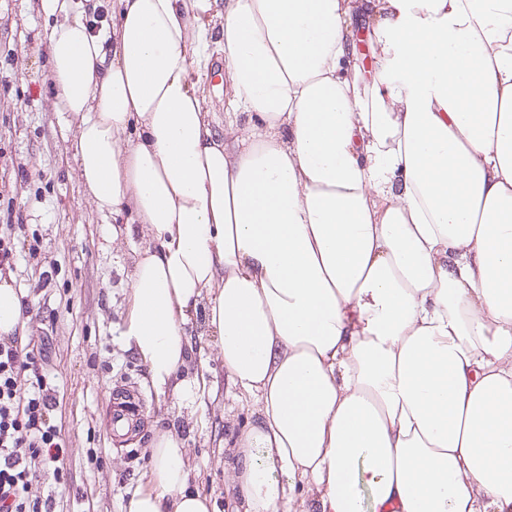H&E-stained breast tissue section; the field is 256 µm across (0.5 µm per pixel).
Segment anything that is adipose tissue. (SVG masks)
Instances as JSON below:
<instances>
[{"label": "adipose tissue", "mask_w": 512, "mask_h": 512, "mask_svg": "<svg viewBox=\"0 0 512 512\" xmlns=\"http://www.w3.org/2000/svg\"><path fill=\"white\" fill-rule=\"evenodd\" d=\"M49 4L80 180L149 230L127 347L196 401L207 301L257 406L242 512H512V0H117L107 33ZM213 47L220 121L191 81ZM24 329L0 278V334ZM151 456L128 512H211L181 437Z\"/></svg>", "instance_id": "ef3b65f1"}]
</instances>
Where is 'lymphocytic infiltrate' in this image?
<instances>
[{
    "label": "lymphocytic infiltrate",
    "mask_w": 512,
    "mask_h": 512,
    "mask_svg": "<svg viewBox=\"0 0 512 512\" xmlns=\"http://www.w3.org/2000/svg\"><path fill=\"white\" fill-rule=\"evenodd\" d=\"M34 380L26 384L23 372ZM55 397L34 359L15 337L0 338V512H50L32 496L30 474L38 464L63 461L66 450L53 416Z\"/></svg>",
    "instance_id": "1"
}]
</instances>
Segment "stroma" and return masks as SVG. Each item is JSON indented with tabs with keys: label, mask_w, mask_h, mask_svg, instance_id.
<instances>
[{
	"label": "stroma",
	"mask_w": 512,
	"mask_h": 512,
	"mask_svg": "<svg viewBox=\"0 0 512 512\" xmlns=\"http://www.w3.org/2000/svg\"><path fill=\"white\" fill-rule=\"evenodd\" d=\"M63 17L42 0H0V225L19 241L11 276L29 316L22 345L42 359L54 386V415L68 453L60 471L38 466L31 492L52 496L53 512H127L152 468L157 431L181 436L190 480L215 505L234 512L232 447L254 420L255 404L237 398L218 338L196 316L185 327L193 346L183 374L206 373L211 389L178 403L151 385L144 364L121 338L143 225L98 213L74 157L79 119L58 111L48 33ZM135 386L144 427L127 442L108 422L112 390Z\"/></svg>",
	"instance_id": "obj_1"
}]
</instances>
